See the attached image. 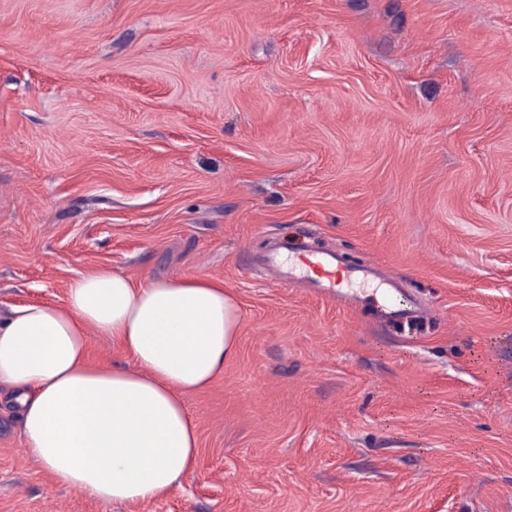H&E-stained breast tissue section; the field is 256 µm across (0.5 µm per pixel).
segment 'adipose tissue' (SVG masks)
<instances>
[{"mask_svg":"<svg viewBox=\"0 0 512 512\" xmlns=\"http://www.w3.org/2000/svg\"><path fill=\"white\" fill-rule=\"evenodd\" d=\"M241 310L204 276L133 283L109 269L75 279L64 304L0 316V385L27 448L58 484L125 505L169 493L198 465L187 396L237 349ZM111 338L133 368L89 361Z\"/></svg>","mask_w":512,"mask_h":512,"instance_id":"1","label":"adipose tissue"}]
</instances>
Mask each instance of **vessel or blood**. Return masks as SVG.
I'll return each mask as SVG.
<instances>
[{
  "instance_id": "vessel-or-blood-1",
  "label": "vessel or blood",
  "mask_w": 512,
  "mask_h": 512,
  "mask_svg": "<svg viewBox=\"0 0 512 512\" xmlns=\"http://www.w3.org/2000/svg\"><path fill=\"white\" fill-rule=\"evenodd\" d=\"M262 266L267 275L281 283L301 282L333 299H346L354 284L351 274L340 268L334 256L312 250L292 262L283 261L280 254L271 253L265 256Z\"/></svg>"
}]
</instances>
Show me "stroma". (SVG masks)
Segmentation results:
<instances>
[{"label": "stroma", "mask_w": 512, "mask_h": 512, "mask_svg": "<svg viewBox=\"0 0 512 512\" xmlns=\"http://www.w3.org/2000/svg\"><path fill=\"white\" fill-rule=\"evenodd\" d=\"M394 278L325 298L270 249ZM207 276L197 468L114 505L2 403L0 512H512V0H0V315ZM385 284L387 290L383 296L382 303L380 304V312L381 316L385 319H393V320H401L404 315L409 313V310L405 308H401L394 300V294L392 290H397L395 288V282L391 279H385Z\"/></svg>", "instance_id": "1"}]
</instances>
